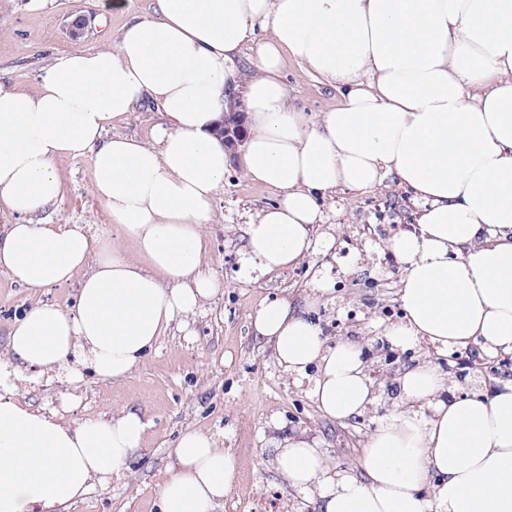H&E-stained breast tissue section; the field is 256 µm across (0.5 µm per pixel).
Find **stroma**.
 I'll use <instances>...</instances> for the list:
<instances>
[{
    "label": "stroma",
    "mask_w": 512,
    "mask_h": 512,
    "mask_svg": "<svg viewBox=\"0 0 512 512\" xmlns=\"http://www.w3.org/2000/svg\"><path fill=\"white\" fill-rule=\"evenodd\" d=\"M153 4L125 0L123 10L107 12L101 0H0V78L34 91L51 58L114 45L122 27L150 15ZM75 22L82 26L77 38L69 34ZM282 81L291 104L312 115L341 102L336 88L312 77L293 58L285 60ZM56 169L61 197L43 213L44 222L83 224L95 237L110 231L112 219L97 196L89 160L64 156ZM277 196L276 189L245 178L239 162H232L206 227L207 267L223 288L187 326L171 327L125 383L100 379L87 368L74 384L53 378L21 382L23 399L36 408L58 409L74 396L81 402L77 417L105 418L130 407L152 422L148 451L133 473L108 488L92 489L66 512H157V484L171 461L174 441L188 429L217 436L236 461L232 489L217 512H290L298 499L275 473L268 455L277 427L308 430L337 471L354 473L369 436L397 408L394 380L406 367L428 359L447 368L452 394L493 378L512 379V356H481L470 369L462 364L465 352L440 356L421 343L399 351L389 366L369 367L379 397L364 414L344 421L325 416L304 387L283 372L271 345L255 336L252 326L263 302L285 297L303 305L313 286L307 264L254 281L238 276L242 226ZM325 211L328 222L321 230L335 237L336 247L314 260L332 283L309 316L328 345L359 336L368 351L380 341L382 326L402 316L404 267L387 242L409 229L413 205L389 177L368 192L338 189L326 200ZM35 302V296L0 274V354L12 322Z\"/></svg>",
    "instance_id": "obj_1"
}]
</instances>
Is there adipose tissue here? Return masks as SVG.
<instances>
[{"label":"adipose tissue","instance_id":"ef3b65f1","mask_svg":"<svg viewBox=\"0 0 512 512\" xmlns=\"http://www.w3.org/2000/svg\"><path fill=\"white\" fill-rule=\"evenodd\" d=\"M269 35L253 41L256 26ZM254 72L241 165L277 200L243 226V275L298 266L332 248L320 199L394 178L418 207L388 243L404 265L399 347H478L512 355V0H157L109 48L53 58L38 89L0 80V208L23 216L0 235V272L21 287L76 283L73 304L38 302L0 356V512H51L127 477L149 420L122 409L74 418L21 400L23 372L73 384L82 368L128 378L172 322L200 311L220 281L203 269L204 227L231 157L216 129L239 55ZM294 58L341 103L310 121L280 72ZM152 99V142L109 134ZM86 158L113 233L31 222L60 199L58 158ZM263 303L253 327L326 416L375 401L357 344L326 346L309 309ZM316 375H309V368ZM399 410L370 435L358 473L332 466L306 431L271 440L275 472L314 512H512V381L448 395L424 361L396 380ZM157 489L160 512H216L234 474L217 437L183 431Z\"/></svg>","mask_w":512,"mask_h":512}]
</instances>
